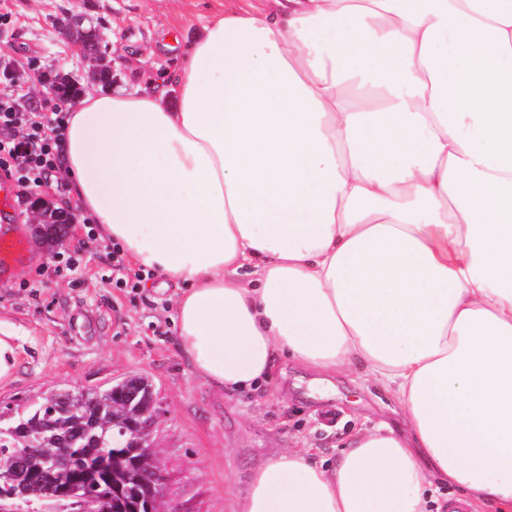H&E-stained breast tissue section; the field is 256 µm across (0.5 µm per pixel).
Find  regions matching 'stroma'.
I'll use <instances>...</instances> for the list:
<instances>
[{
    "label": "stroma",
    "instance_id": "obj_1",
    "mask_svg": "<svg viewBox=\"0 0 512 512\" xmlns=\"http://www.w3.org/2000/svg\"><path fill=\"white\" fill-rule=\"evenodd\" d=\"M235 0H0V50L27 74L0 81V97L30 93L40 111L62 104L43 86L31 62L49 74L88 84V65L58 32L56 19L80 15L96 27L119 58L114 89L151 88L177 60L165 37L188 44L201 37L207 18ZM91 85V84H88ZM93 92L103 84L91 85ZM9 221L28 239L29 260L0 281V323L19 330L18 364L0 382V417L8 419L60 391L110 387L123 378H148L160 416L151 444L161 460L163 512H237L255 465L288 448L335 461L349 436L383 423L397 425L393 392L364 372L336 373L317 383L313 372L280 359L270 383L255 392L230 393L197 376L181 351L174 322L175 287L159 288L156 275L137 287H114V245L93 220L65 225L59 239L30 221L35 199L78 212L64 176L39 187L17 188ZM81 259L78 273L59 267L60 255ZM93 322L88 336L71 332L73 320Z\"/></svg>",
    "mask_w": 512,
    "mask_h": 512
}]
</instances>
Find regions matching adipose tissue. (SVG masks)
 Segmentation results:
<instances>
[{"label":"adipose tissue","mask_w":512,"mask_h":512,"mask_svg":"<svg viewBox=\"0 0 512 512\" xmlns=\"http://www.w3.org/2000/svg\"><path fill=\"white\" fill-rule=\"evenodd\" d=\"M61 170L203 379L393 388L400 428L281 452L239 512L512 507V0H242L152 92L79 97ZM432 490L431 498L434 500V502L429 501L427 509L432 512L437 510L436 507L438 504H440L441 512H448V509H446L447 506L450 507V505H452L454 502H457L456 498L461 496L455 487L448 485L438 484L433 486Z\"/></svg>","instance_id":"1"}]
</instances>
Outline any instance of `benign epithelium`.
Returning <instances> with one entry per match:
<instances>
[{"label":"benign epithelium","mask_w":512,"mask_h":512,"mask_svg":"<svg viewBox=\"0 0 512 512\" xmlns=\"http://www.w3.org/2000/svg\"><path fill=\"white\" fill-rule=\"evenodd\" d=\"M81 19L68 16L58 21V28L65 37L78 43H85L84 31L80 28ZM85 57L89 63L88 80L93 83L99 80L100 70L108 68L115 73L114 62L108 59V46L104 38L97 39L93 48H85ZM31 222L34 224H57L60 212L45 200L36 199L31 207ZM137 393H132L125 405L112 409V422L121 423L120 433L127 437L129 447L124 449V457L135 454L152 453L151 430L157 417L155 402H137ZM25 437L18 438L22 445L21 459L15 467V480L23 485L37 478L51 474L72 463L76 437L67 426L51 425L49 427H27L23 430ZM46 449L42 465L32 469L28 465L29 455ZM163 485L162 466L160 460H155L154 467L137 477L114 496H103L98 493V487L85 489L84 495L77 497L72 492H65L55 497L62 506V512H112V506H121L114 497L130 498L138 503L160 497Z\"/></svg>","instance_id":"1"}]
</instances>
